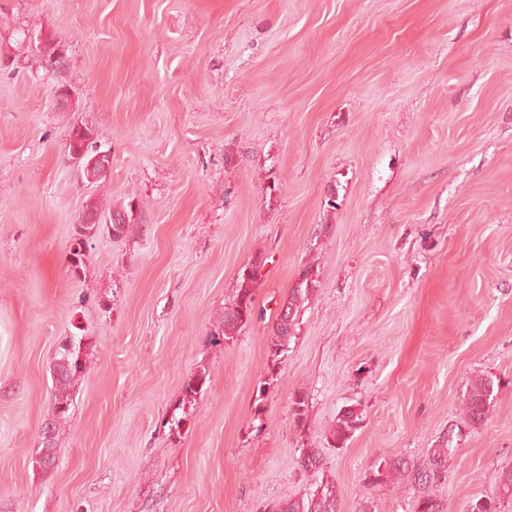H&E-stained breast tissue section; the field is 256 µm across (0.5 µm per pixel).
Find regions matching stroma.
<instances>
[{
    "label": "stroma",
    "mask_w": 512,
    "mask_h": 512,
    "mask_svg": "<svg viewBox=\"0 0 512 512\" xmlns=\"http://www.w3.org/2000/svg\"><path fill=\"white\" fill-rule=\"evenodd\" d=\"M34 29L66 43L61 78L25 64ZM0 51L21 60L0 70V512H258L328 480L341 512H413L408 485L365 475L452 427L438 495L512 512V0H0ZM77 125L112 152L104 183L67 156ZM90 203L134 227L98 228L75 271ZM259 257L257 317L215 342ZM308 264L314 294L255 406ZM79 331L87 367L44 470L55 353ZM481 374L504 386L471 428ZM348 408L360 422L331 447ZM86 209H90L94 211L97 215H100L104 220L107 218L112 220V237L115 239H121L128 235L130 232V224L132 221V216L129 215L127 210L120 211H112L110 210L108 213H101V209L96 205H87ZM88 211L82 221V224H78L75 228V240L74 245L76 248L70 252L71 257V268L76 271V268H79L86 258V254L84 253V244L85 238H88L90 235H94V233L89 234V230L94 229L95 225L91 224H99V217ZM207 381V372L205 370H200L197 373H194L191 377H189L184 384L183 388V399L182 402L176 409L183 410V416L177 418L176 416L172 417L171 429H174L175 432H178L179 427L183 424L184 417H187L189 413L185 410V404H189V409L195 404L196 396L200 393Z\"/></svg>",
    "instance_id": "obj_1"
}]
</instances>
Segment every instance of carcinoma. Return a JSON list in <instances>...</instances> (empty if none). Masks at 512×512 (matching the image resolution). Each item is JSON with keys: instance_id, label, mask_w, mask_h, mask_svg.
<instances>
[{"instance_id": "cac0c4a2", "label": "carcinoma", "mask_w": 512, "mask_h": 512, "mask_svg": "<svg viewBox=\"0 0 512 512\" xmlns=\"http://www.w3.org/2000/svg\"><path fill=\"white\" fill-rule=\"evenodd\" d=\"M31 63L38 69L47 72H58L66 64V55L61 52L60 41L54 38L45 39L28 55ZM104 219L112 220V237L121 239L130 232L132 216L127 210L101 212L96 205H88ZM91 224H80L75 228L76 248L70 252L71 268L76 269L84 263L85 238L89 237ZM257 274V265L245 268L238 276L236 295L230 305L224 308V316L219 322V335L224 340L234 339L241 327L254 318L253 284ZM317 278L313 277V267L307 265L299 272V281L291 289L282 304V310L277 315V323L273 334L268 339L267 378L260 382L257 388V401L265 400L270 386L277 381L278 368L288 353V345L296 337L300 326V314L305 302L309 301L314 291ZM87 351L83 345V337L69 336L60 344L52 366L53 395L51 418L44 422L52 434L48 447L38 448L35 463L44 469L54 466L57 454V436L60 429L70 418L73 402V386L80 378L87 364ZM207 381V372L200 370L189 377L184 384L182 403L183 410L180 418L172 417L171 428L179 429L183 418L188 416L185 405H194L196 396L203 390ZM502 383L486 375L475 378L469 386L464 399L465 422L478 427L486 424L494 410L496 399ZM359 423V413L345 409L336 418V426L331 430V437L336 447H343L350 440ZM462 437V432L448 430V435L442 437L435 447L427 450L426 456L420 462L407 460L403 456L390 455L367 472L365 481L371 486L404 480L414 491L415 512H448V504L440 498L435 488L448 479L449 458L455 451L454 442ZM298 464L305 470L320 467V458L313 448L299 449ZM273 512H340L339 495L336 485L324 482L302 497L289 498L278 502ZM466 512H501L500 502L487 495H475L467 504Z\"/></svg>"}]
</instances>
